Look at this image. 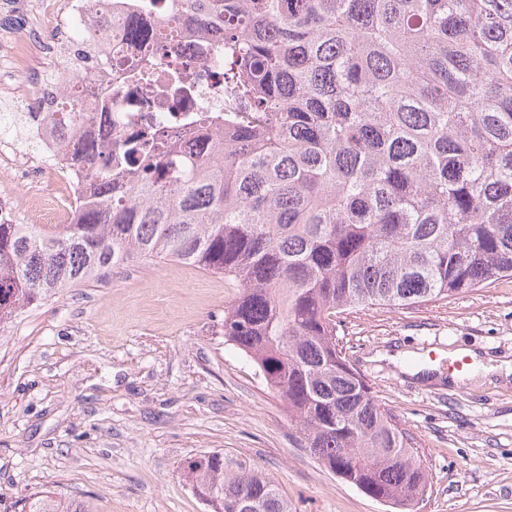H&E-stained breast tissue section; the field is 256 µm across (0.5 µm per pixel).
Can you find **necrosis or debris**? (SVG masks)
Wrapping results in <instances>:
<instances>
[{
	"mask_svg": "<svg viewBox=\"0 0 512 512\" xmlns=\"http://www.w3.org/2000/svg\"><path fill=\"white\" fill-rule=\"evenodd\" d=\"M142 0H0V76L18 79L26 88L15 98L30 112L21 135L0 133V169L24 187L27 199L48 200L52 183L66 195L58 210L71 220L85 191L88 175L63 145L64 127L53 113L67 112L74 128L87 129L108 144L151 127L167 136L198 139V119L223 110L241 115L242 102L225 98L224 71L205 50V39L186 23L184 0H159L145 13ZM133 23L149 28L147 40L115 37L88 45L81 33L93 24ZM153 60L159 77L180 71L191 80L189 95L158 97L126 85L123 72ZM66 65L73 89L59 90L58 67ZM109 90L113 106L96 110L93 93Z\"/></svg>",
	"mask_w": 512,
	"mask_h": 512,
	"instance_id": "necrosis-or-debris-1",
	"label": "necrosis or debris"
}]
</instances>
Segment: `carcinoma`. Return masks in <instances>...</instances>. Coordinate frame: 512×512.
<instances>
[{
    "instance_id": "obj_1",
    "label": "carcinoma",
    "mask_w": 512,
    "mask_h": 512,
    "mask_svg": "<svg viewBox=\"0 0 512 512\" xmlns=\"http://www.w3.org/2000/svg\"><path fill=\"white\" fill-rule=\"evenodd\" d=\"M249 105L215 142L104 155L70 224L0 222V324L109 269L173 259L239 288L224 338L251 359L305 447L408 512L427 475L336 344L356 306H407L512 276V0H189ZM146 64L125 82L147 85ZM209 512H289L219 450L184 466ZM28 512H94L52 491Z\"/></svg>"
}]
</instances>
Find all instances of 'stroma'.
Instances as JSON below:
<instances>
[{"instance_id": "obj_1", "label": "stroma", "mask_w": 512, "mask_h": 512, "mask_svg": "<svg viewBox=\"0 0 512 512\" xmlns=\"http://www.w3.org/2000/svg\"><path fill=\"white\" fill-rule=\"evenodd\" d=\"M238 293L177 261L63 288L0 328V512L45 490L96 512H205L180 468L222 450L291 512H394L329 472L254 365L224 341ZM343 354L411 438L416 512H512V277L406 308L355 307ZM479 355L464 378L429 352Z\"/></svg>"}]
</instances>
